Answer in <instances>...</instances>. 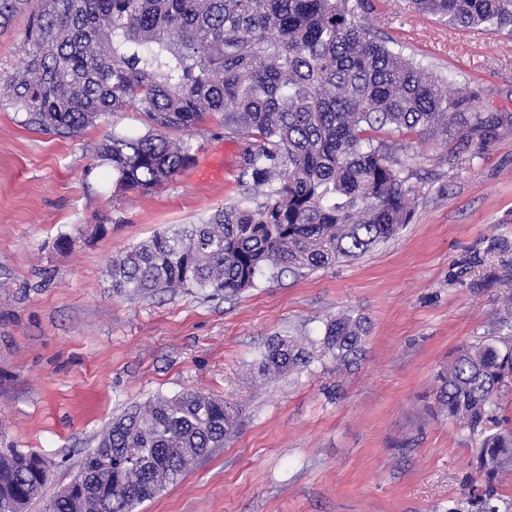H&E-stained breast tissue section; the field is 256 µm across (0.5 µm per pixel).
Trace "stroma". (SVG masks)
I'll return each mask as SVG.
<instances>
[{
	"instance_id": "1",
	"label": "stroma",
	"mask_w": 512,
	"mask_h": 512,
	"mask_svg": "<svg viewBox=\"0 0 512 512\" xmlns=\"http://www.w3.org/2000/svg\"><path fill=\"white\" fill-rule=\"evenodd\" d=\"M20 12L0 30V81L20 63ZM369 25L404 56L476 91L479 112L512 113V34L451 26L411 0H380ZM0 105V449L43 457L63 488L111 421L156 396L223 398L233 431L139 512H477L483 439L424 411L438 371L465 343L512 345V127L487 142L406 140L412 217L356 259L257 279L235 294L116 293L114 257L155 234L247 202L241 137L174 131L192 161L148 192L117 188L98 155L112 132L145 134L140 113L79 136L25 126ZM223 153V180L198 172ZM68 237L69 248L56 246ZM364 318L358 352L320 356L327 320ZM275 336L310 366L258 376Z\"/></svg>"
}]
</instances>
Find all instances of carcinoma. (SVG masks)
Here are the masks:
<instances>
[{
    "label": "carcinoma",
    "instance_id": "cac0c4a2",
    "mask_svg": "<svg viewBox=\"0 0 512 512\" xmlns=\"http://www.w3.org/2000/svg\"><path fill=\"white\" fill-rule=\"evenodd\" d=\"M450 25L512 28V0H413ZM26 0H0V28ZM371 0H38L22 59L0 99L24 124L65 137L126 109L149 127L112 133L99 156L117 186L148 190L191 158L176 130L210 120L244 138L238 181L261 191L201 224L155 235L112 260L119 293L211 288L237 293L282 268L315 270L361 256L411 216L410 165L380 133L483 140L512 114L470 111L471 96L403 56L365 22ZM365 333L360 318L329 321L323 353L343 361ZM311 363L278 338L257 363L277 376ZM512 372V349H457L438 376L432 414L470 426L494 405ZM232 429L224 400L197 393L158 397L115 418L80 466V490L48 512H136ZM42 459L0 452V512L43 497ZM493 486L512 470V432L493 434L477 458Z\"/></svg>",
    "mask_w": 512,
    "mask_h": 512
}]
</instances>
